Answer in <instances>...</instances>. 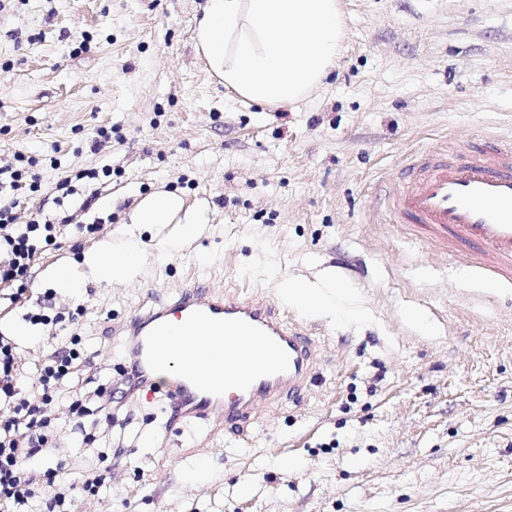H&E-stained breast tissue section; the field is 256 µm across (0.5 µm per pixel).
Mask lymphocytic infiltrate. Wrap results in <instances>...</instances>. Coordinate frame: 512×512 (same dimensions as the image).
Instances as JSON below:
<instances>
[{"mask_svg":"<svg viewBox=\"0 0 512 512\" xmlns=\"http://www.w3.org/2000/svg\"><path fill=\"white\" fill-rule=\"evenodd\" d=\"M22 174L0 169V305L21 304L30 270L46 248L55 244L61 230L57 224L14 221L10 192L19 190ZM89 356L78 337L47 355L37 372L36 389L22 391L25 373L16 356V343L0 334V512H27L38 486L49 489L44 512H72V490L57 483L54 468L38 469L37 463L49 448L53 436L52 405L63 387L74 384ZM134 370H122L116 384L100 383L80 387L72 402L77 416L92 407L111 408L118 397L137 389Z\"/></svg>","mask_w":512,"mask_h":512,"instance_id":"obj_1","label":"lymphocytic infiltrate"}]
</instances>
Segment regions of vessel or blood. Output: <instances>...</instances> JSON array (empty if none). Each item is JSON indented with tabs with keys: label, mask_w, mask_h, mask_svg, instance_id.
Segmentation results:
<instances>
[{
	"label": "vessel or blood",
	"mask_w": 512,
	"mask_h": 512,
	"mask_svg": "<svg viewBox=\"0 0 512 512\" xmlns=\"http://www.w3.org/2000/svg\"><path fill=\"white\" fill-rule=\"evenodd\" d=\"M404 191L393 199L396 222L412 225L443 250L470 248L472 268L492 283L512 285V144L458 149L412 166ZM180 323L191 341L175 349L170 337ZM132 338L129 352L149 390L172 351L180 362L167 381L169 400L180 413L169 423H209L223 413L236 430L254 421L261 406L300 392L311 378L318 346L277 303L231 290H212L204 278L168 300L122 323ZM226 341L232 367L217 365L211 337Z\"/></svg>",
	"instance_id": "1"
}]
</instances>
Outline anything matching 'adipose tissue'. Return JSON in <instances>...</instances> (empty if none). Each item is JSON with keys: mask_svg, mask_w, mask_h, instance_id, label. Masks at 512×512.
Returning a JSON list of instances; mask_svg holds the SVG:
<instances>
[{"mask_svg": "<svg viewBox=\"0 0 512 512\" xmlns=\"http://www.w3.org/2000/svg\"><path fill=\"white\" fill-rule=\"evenodd\" d=\"M343 37L340 0H207L196 28V50L211 72L250 104L267 108L296 104L321 86ZM182 217L192 237L205 222L202 210L161 191L139 200L134 224H168ZM138 239L121 249L103 246L87 256L92 275L115 281L139 268Z\"/></svg>", "mask_w": 512, "mask_h": 512, "instance_id": "adipose-tissue-1", "label": "adipose tissue"}]
</instances>
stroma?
Listing matches in <instances>:
<instances>
[{
    "mask_svg": "<svg viewBox=\"0 0 512 512\" xmlns=\"http://www.w3.org/2000/svg\"><path fill=\"white\" fill-rule=\"evenodd\" d=\"M204 3L0 10V167L36 158L41 183L14 194V213L66 225L37 260L26 303L0 309V331L13 335L29 312L84 310L56 333L16 337L21 387L72 336L92 360L83 376H116L128 338L113 325L194 275L281 304L283 283L314 285L332 269L344 312L289 307L319 363L244 441L225 424L168 431L159 393L80 420L64 390L46 463H63L74 512H512V288L379 206L402 189L413 153L512 141V0H340L344 39L328 79L305 103L272 109L231 99L197 54ZM103 127L118 136L93 150ZM65 179L75 193L61 199ZM163 190L205 210L197 236L129 222L138 197ZM132 235L139 272L93 277L86 254ZM60 265L82 281L78 293L51 279ZM93 472L106 483L87 497Z\"/></svg>",
    "mask_w": 512,
    "mask_h": 512,
    "instance_id": "35a3bbf8",
    "label": "stroma"
}]
</instances>
